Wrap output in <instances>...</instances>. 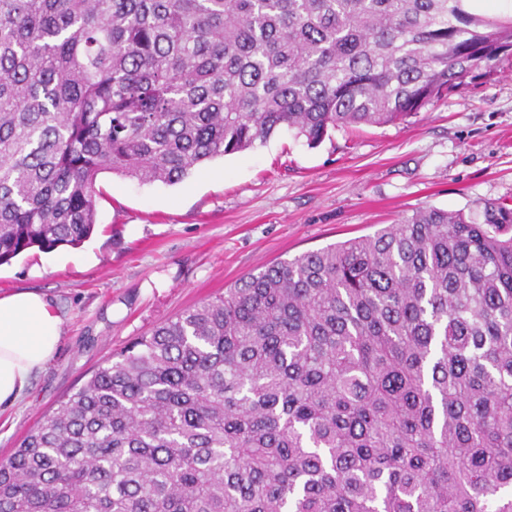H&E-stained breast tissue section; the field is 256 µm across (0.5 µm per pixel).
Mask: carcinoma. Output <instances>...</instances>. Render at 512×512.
Listing matches in <instances>:
<instances>
[{
    "label": "carcinoma",
    "mask_w": 512,
    "mask_h": 512,
    "mask_svg": "<svg viewBox=\"0 0 512 512\" xmlns=\"http://www.w3.org/2000/svg\"><path fill=\"white\" fill-rule=\"evenodd\" d=\"M512 51L464 0H0V265L111 172L395 123ZM424 208L141 336L0 461V512H512V211Z\"/></svg>",
    "instance_id": "cac0c4a2"
}]
</instances>
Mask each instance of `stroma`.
<instances>
[{
    "label": "stroma",
    "mask_w": 512,
    "mask_h": 512,
    "mask_svg": "<svg viewBox=\"0 0 512 512\" xmlns=\"http://www.w3.org/2000/svg\"><path fill=\"white\" fill-rule=\"evenodd\" d=\"M81 246L0 266V294H45L59 349L0 409V460L113 353L266 266L374 234L421 208L512 209V59L393 124L329 131L315 146L278 129L183 181L98 175Z\"/></svg>",
    "instance_id": "1"
}]
</instances>
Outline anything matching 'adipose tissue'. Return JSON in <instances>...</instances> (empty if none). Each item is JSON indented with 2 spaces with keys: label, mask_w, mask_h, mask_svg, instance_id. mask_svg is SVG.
Segmentation results:
<instances>
[{
  "label": "adipose tissue",
  "mask_w": 512,
  "mask_h": 512,
  "mask_svg": "<svg viewBox=\"0 0 512 512\" xmlns=\"http://www.w3.org/2000/svg\"><path fill=\"white\" fill-rule=\"evenodd\" d=\"M61 320L40 293L0 296V407L15 404L56 354Z\"/></svg>",
  "instance_id": "ef3b65f1"
}]
</instances>
